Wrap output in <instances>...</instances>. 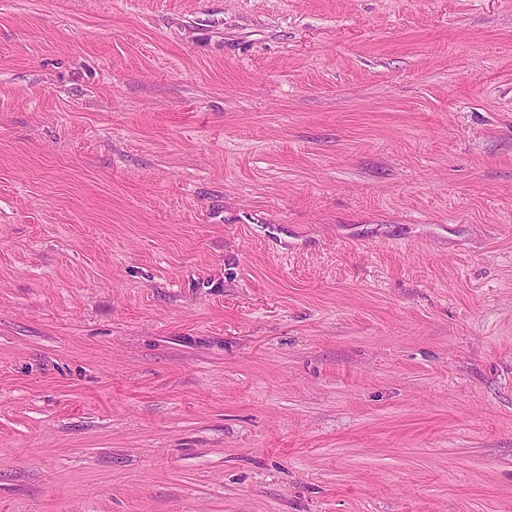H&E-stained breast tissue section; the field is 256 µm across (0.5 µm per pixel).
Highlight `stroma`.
<instances>
[{
  "label": "stroma",
  "instance_id": "1",
  "mask_svg": "<svg viewBox=\"0 0 512 512\" xmlns=\"http://www.w3.org/2000/svg\"><path fill=\"white\" fill-rule=\"evenodd\" d=\"M0 512H512V0H0Z\"/></svg>",
  "mask_w": 512,
  "mask_h": 512
}]
</instances>
